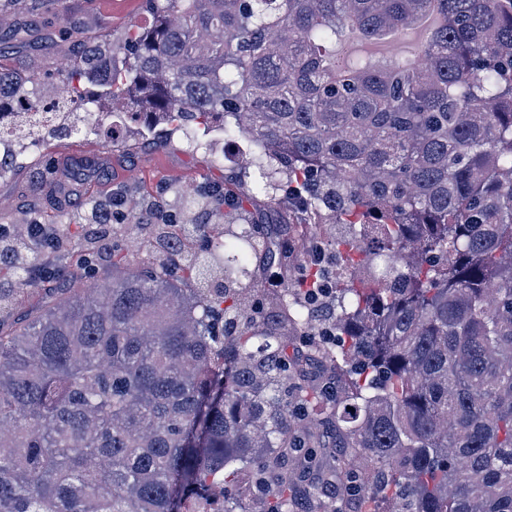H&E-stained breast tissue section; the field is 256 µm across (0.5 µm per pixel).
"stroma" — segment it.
I'll use <instances>...</instances> for the list:
<instances>
[{"instance_id":"stroma-1","label":"stroma","mask_w":512,"mask_h":512,"mask_svg":"<svg viewBox=\"0 0 512 512\" xmlns=\"http://www.w3.org/2000/svg\"><path fill=\"white\" fill-rule=\"evenodd\" d=\"M150 21L145 0H26L23 7L0 13V30L24 29V40L9 50V64L21 72L51 75L54 83L43 94L52 97L57 83L70 75L86 41L118 43L130 28ZM432 27L428 21L382 41L351 33L337 50L354 56L369 53L382 65L396 54H413ZM122 120L120 112L108 109L94 120L91 133L50 141L40 154L24 150L21 169L0 176V225L24 232L29 222L24 210L31 206L40 223L59 225L63 243L74 249L80 242L72 236L70 219L81 205L104 207L118 194L127 211L132 198L155 194L173 184L190 191L223 185V131L207 132L210 147L206 150L188 148L180 132L161 145L154 144L147 132L135 145L126 139L109 143L104 129ZM319 440L323 450L317 466L288 468L299 485L296 512H326L332 501L328 495L315 499L308 494L336 467L331 438L323 433Z\"/></svg>"}]
</instances>
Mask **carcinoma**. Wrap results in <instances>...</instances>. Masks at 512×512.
<instances>
[{
    "instance_id": "1",
    "label": "carcinoma",
    "mask_w": 512,
    "mask_h": 512,
    "mask_svg": "<svg viewBox=\"0 0 512 512\" xmlns=\"http://www.w3.org/2000/svg\"><path fill=\"white\" fill-rule=\"evenodd\" d=\"M146 4L76 98L246 149L224 189L135 205L143 267L106 227L0 251V312L45 299L0 327V512H292L313 406L361 512H512V0ZM430 17L413 56L336 64ZM39 84L0 63V110ZM290 332L344 385H288Z\"/></svg>"
}]
</instances>
